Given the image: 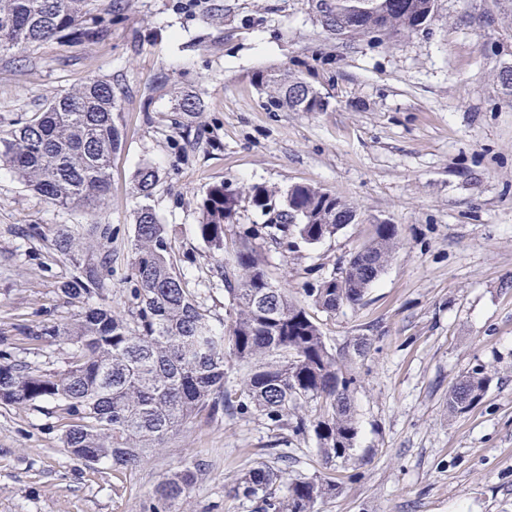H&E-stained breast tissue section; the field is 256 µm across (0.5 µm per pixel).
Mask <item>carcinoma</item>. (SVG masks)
Returning a JSON list of instances; mask_svg holds the SVG:
<instances>
[{
    "instance_id": "1",
    "label": "carcinoma",
    "mask_w": 512,
    "mask_h": 512,
    "mask_svg": "<svg viewBox=\"0 0 512 512\" xmlns=\"http://www.w3.org/2000/svg\"><path fill=\"white\" fill-rule=\"evenodd\" d=\"M436 0H383L371 13L343 32L355 35L412 33L428 23ZM120 11L100 0H0V53L24 54L57 38L72 42L105 39ZM257 84L269 90L267 104L293 112H322L327 102L311 85L286 70L262 73ZM205 110L203 98L176 92L174 129L181 130ZM117 99L112 83L90 78L78 89L50 101L45 109L20 119L0 133V166L10 169L31 190L62 207L101 205L110 189L112 157L122 147ZM160 181L158 169L140 165L133 175L138 205L131 242L133 306L124 316L112 310L107 294L112 253L93 252L71 226L61 224L53 248L69 260L70 277L60 293L82 304L68 324L44 323L21 328L32 345H63L68 361L46 369L17 360L0 338V404L41 409L50 403L63 428L68 457L92 467L110 463L131 470L148 448L160 447L167 435L186 424H210L224 415L256 411L280 428L298 435L314 433L325 465L351 456L357 422L351 403L354 378L343 357L327 346L310 308L336 312V304L354 306L364 297L377 272L349 276V287L336 277L306 289L301 304L276 286L255 240L280 242L288 237V217L305 223L296 233L312 243L311 232L336 234V221L358 214L351 204L310 184L291 186L285 195L263 185L246 192L248 203L267 222L243 232L231 259L224 258L226 225L234 223L241 192L223 182L209 186L198 204L197 232L217 257L215 274L232 300L229 324L214 321L177 272L168 228L159 223L148 200ZM396 229L378 224L367 244L374 258H390ZM238 375L230 384L231 373ZM489 378L473 368L448 393V412L463 414L482 400ZM319 405L313 418L299 414L303 405ZM206 461L192 460L168 475L156 488L150 512H174ZM282 470L268 463L249 468L231 489L236 498L259 503L260 512H315L316 504L336 494L334 477L296 474L279 498L273 487Z\"/></svg>"
}]
</instances>
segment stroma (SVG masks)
<instances>
[{
	"instance_id": "obj_1",
	"label": "stroma",
	"mask_w": 512,
	"mask_h": 512,
	"mask_svg": "<svg viewBox=\"0 0 512 512\" xmlns=\"http://www.w3.org/2000/svg\"><path fill=\"white\" fill-rule=\"evenodd\" d=\"M285 69L328 102L275 111L256 76ZM512 0H437L419 31L345 40L309 0H125L99 43L59 38L26 60L0 55V129L98 76L117 90L123 144L95 210L53 205L0 168V336L66 323L81 306L59 285L72 266L51 249L58 225L112 227L109 301L126 314L135 286L133 173L160 172L150 204L169 228L175 267L217 319L230 299L197 233L206 188L321 187L361 215L316 244L261 242L272 280L304 299L384 221L395 249L363 300L317 313L328 347L355 377L358 434L335 495L318 512H512ZM201 94L187 129L169 122L160 73ZM40 237H26L29 226ZM371 347L357 352L359 337ZM490 378L481 402L448 411L466 371ZM313 434L296 436L251 412L187 425L133 471L70 461L54 415L0 405V512H148L156 486L192 459L209 468L177 512H255L230 487L279 452L283 471L326 474Z\"/></svg>"
}]
</instances>
